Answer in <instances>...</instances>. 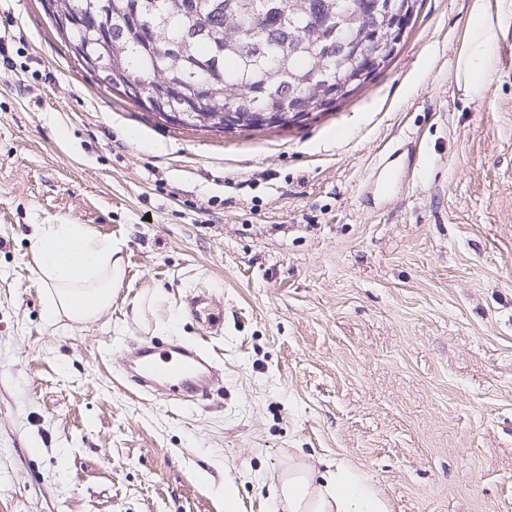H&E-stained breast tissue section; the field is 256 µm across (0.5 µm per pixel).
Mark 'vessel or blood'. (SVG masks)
<instances>
[{
    "label": "vessel or blood",
    "mask_w": 512,
    "mask_h": 512,
    "mask_svg": "<svg viewBox=\"0 0 512 512\" xmlns=\"http://www.w3.org/2000/svg\"><path fill=\"white\" fill-rule=\"evenodd\" d=\"M129 378L142 391L165 388L167 399L195 403L209 396L223 382L221 371L199 342L157 345L145 342L129 353Z\"/></svg>",
    "instance_id": "vessel-or-blood-1"
}]
</instances>
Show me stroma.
<instances>
[{"label": "stroma", "instance_id": "1", "mask_svg": "<svg viewBox=\"0 0 512 512\" xmlns=\"http://www.w3.org/2000/svg\"><path fill=\"white\" fill-rule=\"evenodd\" d=\"M471 0H423L389 65L296 126L166 124L83 70L41 0H0V512H273L300 460L389 512H512V35L485 100ZM87 224L124 275L48 325L28 233ZM164 289L159 307L148 303ZM224 316V387L170 407L125 378L150 337Z\"/></svg>", "mask_w": 512, "mask_h": 512}]
</instances>
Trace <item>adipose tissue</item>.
<instances>
[{
    "instance_id": "1",
    "label": "adipose tissue",
    "mask_w": 512,
    "mask_h": 512,
    "mask_svg": "<svg viewBox=\"0 0 512 512\" xmlns=\"http://www.w3.org/2000/svg\"><path fill=\"white\" fill-rule=\"evenodd\" d=\"M512 32V0H472L469 23L456 50V83L465 98L484 99L500 71L498 47ZM32 256L46 290L49 324H89L112 306L123 265L120 247L85 224H37ZM283 512H388L360 471L344 461L323 472L289 465L274 490Z\"/></svg>"
}]
</instances>
